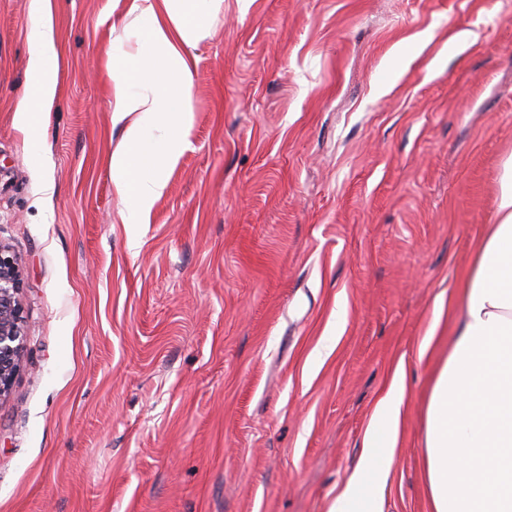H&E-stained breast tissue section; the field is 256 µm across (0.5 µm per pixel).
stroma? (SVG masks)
<instances>
[{
	"label": "stroma",
	"instance_id": "35a3bbf8",
	"mask_svg": "<svg viewBox=\"0 0 512 512\" xmlns=\"http://www.w3.org/2000/svg\"><path fill=\"white\" fill-rule=\"evenodd\" d=\"M28 4L0 0L26 335L0 512H328L400 363L383 512H429L431 368L512 155V0H224L191 145L137 225L109 171L112 0H58L38 166L14 112Z\"/></svg>",
	"mask_w": 512,
	"mask_h": 512
}]
</instances>
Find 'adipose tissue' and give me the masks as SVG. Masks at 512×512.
I'll list each match as a JSON object with an SVG mask.
<instances>
[{
  "label": "adipose tissue",
  "instance_id": "ef3b65f1",
  "mask_svg": "<svg viewBox=\"0 0 512 512\" xmlns=\"http://www.w3.org/2000/svg\"><path fill=\"white\" fill-rule=\"evenodd\" d=\"M105 50L108 107L122 130L109 161L126 224L147 223L189 145L196 48L224 0H113ZM32 26L16 123L40 140L57 97L56 0H29ZM448 354L434 369L424 417L431 512H512V156L502 163L495 222L461 294ZM406 371L397 365L363 437L356 474L329 512H382L402 416Z\"/></svg>",
  "mask_w": 512,
  "mask_h": 512
}]
</instances>
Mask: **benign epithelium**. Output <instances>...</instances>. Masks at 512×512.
Segmentation results:
<instances>
[{
    "mask_svg": "<svg viewBox=\"0 0 512 512\" xmlns=\"http://www.w3.org/2000/svg\"><path fill=\"white\" fill-rule=\"evenodd\" d=\"M21 288L18 264L0 244V400L11 391L25 350Z\"/></svg>",
    "mask_w": 512,
    "mask_h": 512,
    "instance_id": "7a95c632",
    "label": "benign epithelium"
}]
</instances>
